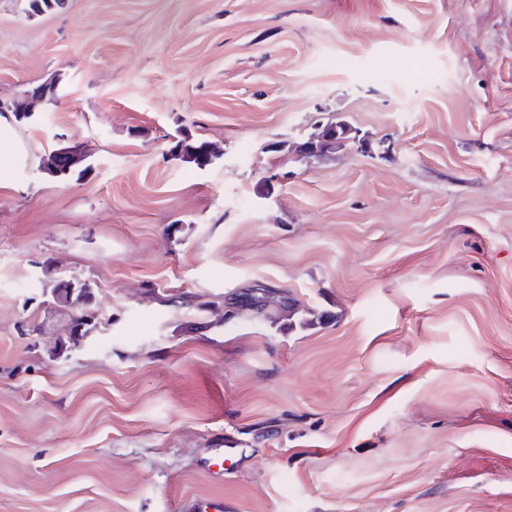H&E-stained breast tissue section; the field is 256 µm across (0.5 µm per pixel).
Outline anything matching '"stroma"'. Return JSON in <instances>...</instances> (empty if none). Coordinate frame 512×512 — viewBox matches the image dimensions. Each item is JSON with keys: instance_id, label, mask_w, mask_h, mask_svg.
I'll use <instances>...</instances> for the list:
<instances>
[{"instance_id": "35a3bbf8", "label": "stroma", "mask_w": 512, "mask_h": 512, "mask_svg": "<svg viewBox=\"0 0 512 512\" xmlns=\"http://www.w3.org/2000/svg\"><path fill=\"white\" fill-rule=\"evenodd\" d=\"M0 106V512H512V0H0ZM321 128H323V127H321ZM338 137H339V134L336 132V127L334 126V124L326 125L318 133H315L310 137V143H313V147L310 145L301 144L300 153L305 156H311V155L316 156V155L324 154V153H326L323 150L324 143L329 140H332V141L336 140V143H339L341 141L338 140ZM316 142H318V143H316ZM176 147H181L182 156L197 166L208 164L214 156L208 142L190 143L188 137L179 140ZM264 287L263 283L256 281L228 293L224 296V307L246 321L274 323L288 316L289 327L297 323L300 327H308L321 321L323 314L309 307L303 308L290 292ZM300 307L302 314L298 317Z\"/></svg>"}]
</instances>
